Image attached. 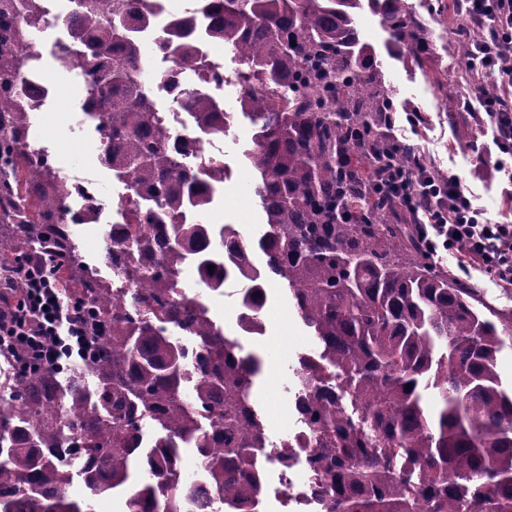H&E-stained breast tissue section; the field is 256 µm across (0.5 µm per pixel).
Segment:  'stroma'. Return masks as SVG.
Segmentation results:
<instances>
[{
	"instance_id": "obj_1",
	"label": "stroma",
	"mask_w": 512,
	"mask_h": 512,
	"mask_svg": "<svg viewBox=\"0 0 512 512\" xmlns=\"http://www.w3.org/2000/svg\"><path fill=\"white\" fill-rule=\"evenodd\" d=\"M411 2L417 17L429 21L433 33L436 50L425 66H416L409 57L390 52L387 35L371 12L360 15L357 28L363 39L375 47L385 79L396 90L397 106L409 104L430 117L428 128L420 133L406 131V138L427 145L431 158L443 171L465 175L470 188L479 195L481 205L489 213H497L502 206L498 175L490 168H477L475 154L470 149L479 135L478 130L469 114L452 116L443 106L444 95L459 93L457 71L448 65L449 45L454 37L445 25L430 22L422 0ZM56 35L51 27L33 34L45 55L43 68L52 99L44 111L33 114L31 135L35 140L52 143L57 161L65 171L96 177L102 199L108 203L116 201L118 189L112 184L110 172L98 160L96 142L87 132L72 125L80 112V101L72 89V72L51 56ZM250 134L248 120L241 117L224 135V161L231 170V178L224 187V199L216 204L210 220L215 224L236 225L241 234L254 241L262 231L260 207L253 192L256 173L241 156V148ZM441 265L477 288L488 307L499 312L512 311V288L499 286L484 272L460 267L449 254L444 256ZM266 289L268 301L262 316L264 334L240 332L237 287H229L225 296L216 300L214 309L224 322L225 333L237 337L243 354H256L263 360L256 401L264 416L268 437L275 441L295 426L292 369L299 355L312 353L315 347L309 330L285 299L282 281L269 278Z\"/></svg>"
}]
</instances>
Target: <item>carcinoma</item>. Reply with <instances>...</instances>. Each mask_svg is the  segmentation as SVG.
I'll return each mask as SVG.
<instances>
[{
	"mask_svg": "<svg viewBox=\"0 0 512 512\" xmlns=\"http://www.w3.org/2000/svg\"><path fill=\"white\" fill-rule=\"evenodd\" d=\"M199 2L208 39L245 65L239 106L252 134L242 156L256 172L264 231L255 243L238 236L235 258L252 269L238 279L240 304L277 277L317 340L293 374L320 451L312 472L324 512H512V389L498 373L512 312L487 309L435 266L404 200L371 191L385 156L406 170L417 157L391 140L393 93L356 20L370 9L388 46L418 65L431 50L429 27L408 0ZM150 7L110 0L104 12L91 0L65 19L75 39L90 40L89 104H106L89 119L127 144L120 155L99 148V161L131 176L137 196L124 203L138 233L122 268L139 285L134 313H109L61 225L70 189L22 150L33 105L18 45L47 23L45 10L41 0H0L16 18L14 39L0 44L12 88L10 110L0 111V237L12 228L0 264L64 260L61 285L92 307L84 325L96 340L87 366L98 394L93 401L79 382L62 385L49 368L0 396V512H93L68 496L73 472L56 462L64 449L88 458L79 476L91 495H122L128 512H184L189 499L208 512L214 498L223 512H249L259 488L267 439L253 391L263 362L241 355L195 298L171 294L203 236L178 218L205 211L209 183L229 169H186L168 147L146 82L149 56L129 27L147 21ZM154 48L180 73L207 66L189 18L174 19ZM179 106L207 132L233 121L216 98L185 85ZM171 327L199 348L193 380ZM185 446L208 476L203 493L184 477Z\"/></svg>",
	"mask_w": 512,
	"mask_h": 512,
	"instance_id": "cac0c4a2",
	"label": "carcinoma"
}]
</instances>
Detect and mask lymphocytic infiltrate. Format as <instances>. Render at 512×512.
I'll list each match as a JSON object with an SVG mask.
<instances>
[{"label":"lymphocytic infiltrate","mask_w":512,"mask_h":512,"mask_svg":"<svg viewBox=\"0 0 512 512\" xmlns=\"http://www.w3.org/2000/svg\"><path fill=\"white\" fill-rule=\"evenodd\" d=\"M455 3L456 33L475 24L491 32L490 40L475 43L472 51L476 72L498 81L492 96L482 95L479 85L470 88L494 132L492 146L478 150L477 160L499 173L502 200L512 207V0ZM429 168L426 162L411 170L394 168L379 181L405 200L430 257L450 252L462 266L511 288L512 216L489 217L464 177L452 174L440 182L429 177ZM86 347L79 308L52 276L23 260L0 269V358L6 375L18 379L33 370L61 368L74 357L87 360Z\"/></svg>","instance_id":"1"}]
</instances>
